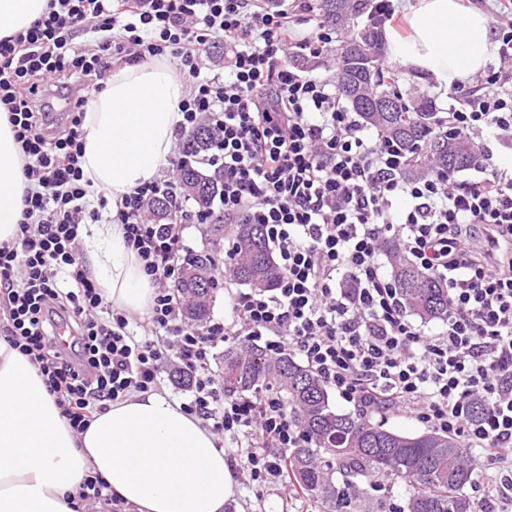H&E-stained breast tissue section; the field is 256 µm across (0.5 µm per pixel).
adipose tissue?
<instances>
[{
    "label": "adipose tissue",
    "mask_w": 512,
    "mask_h": 512,
    "mask_svg": "<svg viewBox=\"0 0 512 512\" xmlns=\"http://www.w3.org/2000/svg\"><path fill=\"white\" fill-rule=\"evenodd\" d=\"M47 0H0V38L39 19ZM385 32L389 60L439 89L483 72L497 42L489 18L460 0H408ZM182 80L163 59L112 70L84 116L82 169L91 194L113 198L153 180L174 143ZM25 158L0 111V245L24 208ZM83 259L114 307L147 314L152 287L119 224L81 232ZM133 512H224L233 476L214 434L163 391L111 404L74 431L29 358L0 340V512H75L91 476Z\"/></svg>",
    "instance_id": "1"
}]
</instances>
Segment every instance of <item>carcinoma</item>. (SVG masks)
<instances>
[{"mask_svg":"<svg viewBox=\"0 0 512 512\" xmlns=\"http://www.w3.org/2000/svg\"><path fill=\"white\" fill-rule=\"evenodd\" d=\"M367 0H319L321 18L344 31L336 46L337 89L361 121L408 152V177L439 171L451 174L476 164L478 154L470 138L459 131L437 130L435 102L425 96L403 97L396 85L382 76L384 46L377 27L360 21ZM391 99L390 112L375 103ZM217 140V132L204 119L181 143L177 164L178 185L201 216L210 248L190 253L183 273L174 284L183 304L184 321L202 325L211 316L219 289L212 282L201 286L186 278L200 264L215 265L224 250V219L216 216L223 195L221 169L202 163ZM391 273L410 313L430 321L448 314V291L435 277L420 271L397 245L388 242ZM231 275L253 289L268 290L281 277L262 224H244L232 244ZM224 394L259 396L273 388L287 409L298 418L309 443L287 450L288 472L306 496L358 512L357 499L338 503L340 485L353 489L386 477L406 487V512H474L465 489L475 483V470L467 449L454 437L425 430L404 433L357 414L333 408L329 392L315 373L293 354L271 357L246 341L224 350ZM331 462L322 465L320 457Z\"/></svg>","mask_w":512,"mask_h":512,"instance_id":"cac0c4a2","label":"carcinoma"}]
</instances>
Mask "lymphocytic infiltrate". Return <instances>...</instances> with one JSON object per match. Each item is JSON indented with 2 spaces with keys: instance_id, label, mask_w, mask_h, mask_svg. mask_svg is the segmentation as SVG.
Returning <instances> with one entry per match:
<instances>
[{
  "instance_id": "lymphocytic-infiltrate-1",
  "label": "lymphocytic infiltrate",
  "mask_w": 512,
  "mask_h": 512,
  "mask_svg": "<svg viewBox=\"0 0 512 512\" xmlns=\"http://www.w3.org/2000/svg\"><path fill=\"white\" fill-rule=\"evenodd\" d=\"M497 60L480 87L454 90L440 128L512 140V0H495ZM90 34L79 44L78 33ZM223 41L224 74L205 73V48ZM338 35L316 0H49L30 27L0 39V107L26 159L23 219L0 247V335L30 356L71 427L131 392L154 388L163 365L192 378L182 406L230 433L236 470L300 494L285 452L308 437L279 393L224 396L209 365L218 344L246 340L298 354L325 386L368 419L390 414L452 435L475 454V512H512V166L471 180L405 175L407 154L349 112L331 79L306 74L295 55H332ZM171 57L192 80L178 103L184 137L201 120L221 140L206 158L223 168L225 244L239 225H265L282 269L276 288L235 291L227 316L184 322L166 288L200 218L181 195L177 157L120 201L84 183V96L115 65ZM78 88L69 121L50 130L39 83ZM172 198L178 219L152 223L147 202ZM408 205L398 210L397 198ZM119 223L153 287L152 336L136 340L86 272L85 224ZM448 290V315L429 331L409 318L380 260L383 240ZM111 318L95 319L99 310ZM76 325L72 358L55 350L54 316ZM485 414L473 420L471 400Z\"/></svg>"
}]
</instances>
